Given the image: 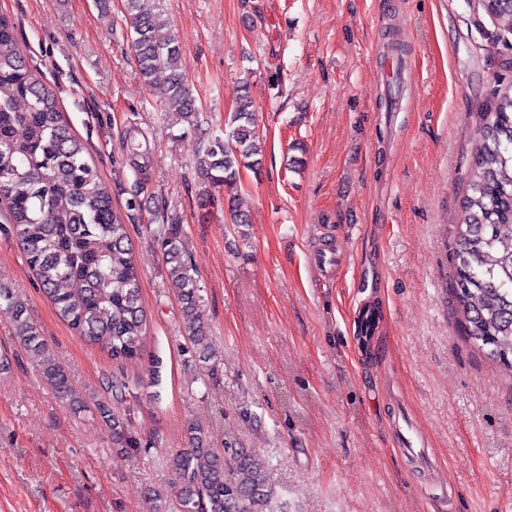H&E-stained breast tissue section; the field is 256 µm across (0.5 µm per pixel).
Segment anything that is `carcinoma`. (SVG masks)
<instances>
[{
  "instance_id": "carcinoma-1",
  "label": "carcinoma",
  "mask_w": 512,
  "mask_h": 512,
  "mask_svg": "<svg viewBox=\"0 0 512 512\" xmlns=\"http://www.w3.org/2000/svg\"><path fill=\"white\" fill-rule=\"evenodd\" d=\"M131 47L148 87L167 73L159 95L163 112L181 113L189 129L198 126L197 97L180 69L181 46L162 37L167 26L161 0H124ZM485 12L512 33V0H486ZM225 121L224 134L195 147L204 185L227 193L230 222L248 223L234 189L244 169H262L260 133L248 82ZM0 199L5 220L43 292L59 315L84 340L121 362L143 354L147 318L139 271L127 225L113 211L112 198L81 142L64 125L54 94L27 67L10 20L0 17ZM166 258L167 276L189 322L187 340L199 362L214 358L197 315L199 287L183 259L181 224L153 231ZM452 301L464 338L488 358L512 370V94L503 93L483 115L468 170L467 193L456 225ZM11 310L16 331L41 377L75 409L65 369L56 361L27 307L6 287L0 306ZM123 453L138 447L130 419L107 402L95 406ZM189 447L172 458L176 490L154 499L152 512H270L274 488L267 466L244 448L210 447L198 423L185 428Z\"/></svg>"
}]
</instances>
